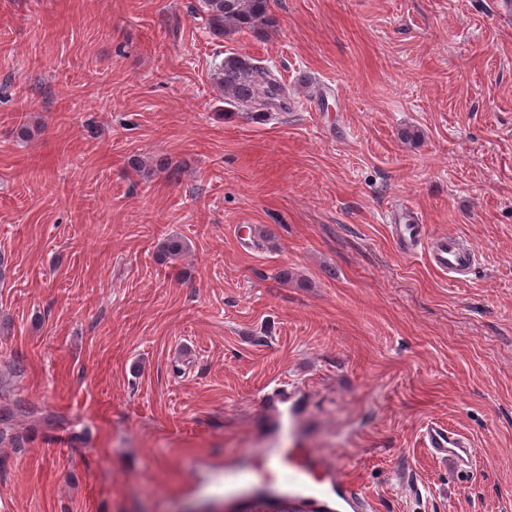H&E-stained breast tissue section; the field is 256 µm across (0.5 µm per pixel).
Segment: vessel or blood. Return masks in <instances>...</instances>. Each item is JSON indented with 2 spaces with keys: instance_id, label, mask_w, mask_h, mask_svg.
<instances>
[{
  "instance_id": "1",
  "label": "vessel or blood",
  "mask_w": 512,
  "mask_h": 512,
  "mask_svg": "<svg viewBox=\"0 0 512 512\" xmlns=\"http://www.w3.org/2000/svg\"><path fill=\"white\" fill-rule=\"evenodd\" d=\"M391 232L407 253H425L437 270L457 278L478 261L474 251L456 236L428 235L419 225L392 224ZM311 399L304 382L282 380L263 395V414L272 425V438L287 436L286 448L252 449L239 461L225 464L221 474L224 497L279 500L287 512H372V504L350 478L340 458L300 447L302 407ZM422 443L457 467L470 463L474 450L464 436L440 424L428 425Z\"/></svg>"
}]
</instances>
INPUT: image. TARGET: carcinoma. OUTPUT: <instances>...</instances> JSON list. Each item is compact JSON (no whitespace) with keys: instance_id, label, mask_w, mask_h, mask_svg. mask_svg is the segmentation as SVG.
<instances>
[{"instance_id":"1","label":"carcinoma","mask_w":512,"mask_h":512,"mask_svg":"<svg viewBox=\"0 0 512 512\" xmlns=\"http://www.w3.org/2000/svg\"><path fill=\"white\" fill-rule=\"evenodd\" d=\"M209 25L217 32L235 33L259 31L271 23L270 0H202ZM214 81L234 105L246 114L263 116L266 109L254 107L257 97L265 92L275 97L284 108L287 100L281 82L272 71L254 63L243 54L231 53L214 70ZM186 241L180 237H168L159 245L163 256L177 257L187 251Z\"/></svg>"}]
</instances>
